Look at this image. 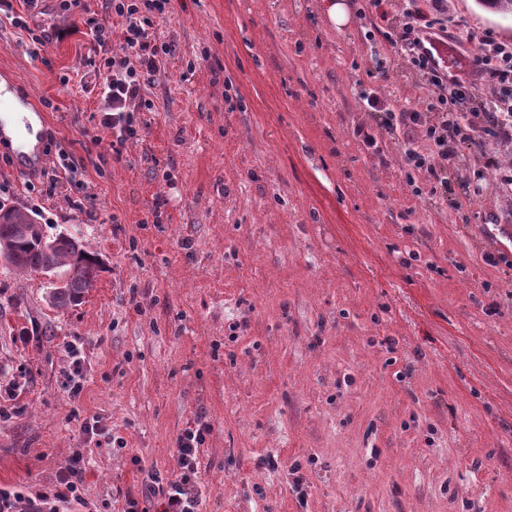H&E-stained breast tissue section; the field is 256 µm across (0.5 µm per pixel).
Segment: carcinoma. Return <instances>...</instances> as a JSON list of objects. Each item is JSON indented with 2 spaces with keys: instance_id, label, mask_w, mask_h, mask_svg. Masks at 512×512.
I'll list each match as a JSON object with an SVG mask.
<instances>
[{
  "instance_id": "obj_1",
  "label": "carcinoma",
  "mask_w": 512,
  "mask_h": 512,
  "mask_svg": "<svg viewBox=\"0 0 512 512\" xmlns=\"http://www.w3.org/2000/svg\"><path fill=\"white\" fill-rule=\"evenodd\" d=\"M53 240L56 241V248L49 257L38 244L18 235L11 215L0 214V249L22 254L21 260L8 264V267L41 274L47 261H52L56 273L66 278L65 286L56 289L51 298L52 307L62 311L78 304L93 286L81 263L95 261V254L83 241L80 247H74L67 234L60 233Z\"/></svg>"
}]
</instances>
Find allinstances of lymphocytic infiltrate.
Listing matches in <instances>:
<instances>
[{
	"label": "lymphocytic infiltrate",
	"mask_w": 512,
	"mask_h": 512,
	"mask_svg": "<svg viewBox=\"0 0 512 512\" xmlns=\"http://www.w3.org/2000/svg\"><path fill=\"white\" fill-rule=\"evenodd\" d=\"M170 0H107L109 9L122 22L120 51H113L111 29L87 21L91 39L101 53L104 79L98 85L102 100L99 123L112 131V156L121 158L129 141L139 136L135 112L144 106L143 91L149 77L169 54L168 44L158 42L153 32L154 18L168 12ZM445 0H409L399 27L375 26L374 32L392 48L405 53L424 82L437 91L435 99L423 108L395 111L388 99L367 95L362 99L366 111L380 115L388 131L398 128L421 129L431 153L414 147L406 153V163L415 170L447 168L457 156L462 128L480 131L502 140L512 139V47L482 43L473 62L495 90L493 110L475 104L476 94L440 66L433 42L445 41L437 29V15ZM209 431L207 423L195 419L177 438L178 468L171 476L148 473L141 499H129L125 512H140V501L150 502L155 512H200L201 474L197 453ZM85 460L71 458L55 482L30 492L0 486V512H62L65 505L82 503L80 493Z\"/></svg>",
	"instance_id": "lymphocytic-infiltrate-1"
}]
</instances>
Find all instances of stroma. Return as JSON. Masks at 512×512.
I'll return each mask as SVG.
<instances>
[{
    "label": "stroma",
    "instance_id": "1",
    "mask_svg": "<svg viewBox=\"0 0 512 512\" xmlns=\"http://www.w3.org/2000/svg\"><path fill=\"white\" fill-rule=\"evenodd\" d=\"M344 2L337 26L320 0H172L154 21L171 52L119 161L83 87L101 55L82 18L121 42L105 0L32 15L66 30L51 48L0 21V70L47 113L53 168L20 172L0 143V209L100 260L64 311L0 262V385L18 383L0 485L47 486L80 453L89 508L123 512L201 415V512H512V257L483 230L512 225V142L409 168L428 142L361 98L410 110L432 93L368 38L365 0ZM441 22L468 58V34L512 43V18L478 0H448ZM93 417L120 446L83 433Z\"/></svg>",
    "mask_w": 512,
    "mask_h": 512
}]
</instances>
